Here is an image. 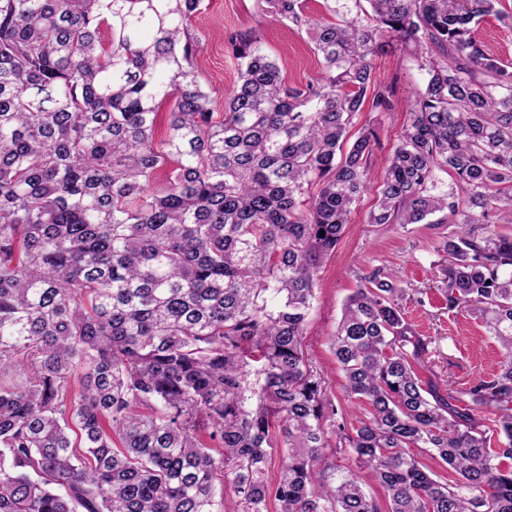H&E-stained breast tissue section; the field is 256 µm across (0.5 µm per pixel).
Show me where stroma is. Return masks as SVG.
Returning <instances> with one entry per match:
<instances>
[{
    "label": "stroma",
    "mask_w": 512,
    "mask_h": 512,
    "mask_svg": "<svg viewBox=\"0 0 512 512\" xmlns=\"http://www.w3.org/2000/svg\"><path fill=\"white\" fill-rule=\"evenodd\" d=\"M508 21L488 16L475 30L489 54L512 59V0H502ZM200 40L195 65L211 91L210 108L220 112L236 82L237 71L226 35L234 29H258L262 47L284 65L288 84L301 86L317 77L319 66L306 30L288 25L263 12L261 0H204L200 13L190 20ZM378 83L396 87V108L381 114L361 113L358 125L376 126L383 146L397 139L406 114L426 85V73L414 52L396 51L374 61ZM383 175L375 163L366 190L352 207L350 221L335 251L319 273L316 299L309 314L306 353L328 377V387L341 393L344 378L330 346L346 298L363 283L365 275L380 268L396 275L407 294L403 300L406 319L424 336L428 347L420 374L440 387L466 388L492 377L502 351L487 333L481 319L458 308L448 309L441 292L436 251L440 239L453 230L451 224H372L368 215L377 200Z\"/></svg>",
    "instance_id": "35a3bbf8"
}]
</instances>
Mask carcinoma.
<instances>
[{"label": "carcinoma", "mask_w": 512, "mask_h": 512, "mask_svg": "<svg viewBox=\"0 0 512 512\" xmlns=\"http://www.w3.org/2000/svg\"><path fill=\"white\" fill-rule=\"evenodd\" d=\"M262 2L310 30L322 72L289 86L256 30L231 31L217 117L194 65L201 0H0V512H226L217 482L233 512H512V234L472 229L512 224V62L474 35L508 15L324 0L341 20L317 21ZM398 47L421 53L426 87L368 223L448 212V309L479 312L503 361L463 390L420 379L405 289L376 269L331 338L335 400L306 320L378 133L336 151L360 113L394 109L373 60ZM347 402L365 410L351 431ZM332 437L382 498L338 472Z\"/></svg>", "instance_id": "cac0c4a2"}]
</instances>
